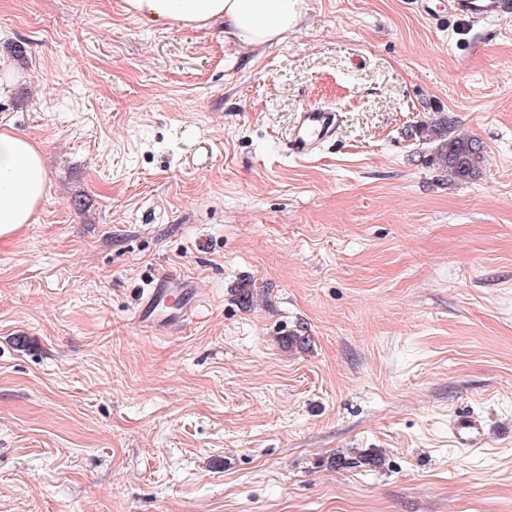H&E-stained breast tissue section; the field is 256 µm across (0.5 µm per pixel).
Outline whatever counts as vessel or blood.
<instances>
[{"label":"vessel or blood","instance_id":"1","mask_svg":"<svg viewBox=\"0 0 512 512\" xmlns=\"http://www.w3.org/2000/svg\"><path fill=\"white\" fill-rule=\"evenodd\" d=\"M456 16L474 20H494L512 14V0H448ZM339 116L329 108L308 106L301 110L288 138V153L295 159L313 157L321 146L333 140ZM201 290L196 282L164 273L158 276L139 306L136 321L140 327L162 332L183 326L198 307ZM456 445L467 451L478 450L485 439L480 420L461 415L450 424Z\"/></svg>","mask_w":512,"mask_h":512}]
</instances>
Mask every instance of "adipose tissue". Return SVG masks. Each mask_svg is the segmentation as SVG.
Here are the masks:
<instances>
[{
	"instance_id": "adipose-tissue-1",
	"label": "adipose tissue",
	"mask_w": 512,
	"mask_h": 512,
	"mask_svg": "<svg viewBox=\"0 0 512 512\" xmlns=\"http://www.w3.org/2000/svg\"><path fill=\"white\" fill-rule=\"evenodd\" d=\"M129 13L153 21L203 27L223 21L240 42L258 46L281 40L302 17L303 0H124ZM48 188L41 148L31 139L0 131V240L29 224Z\"/></svg>"
}]
</instances>
